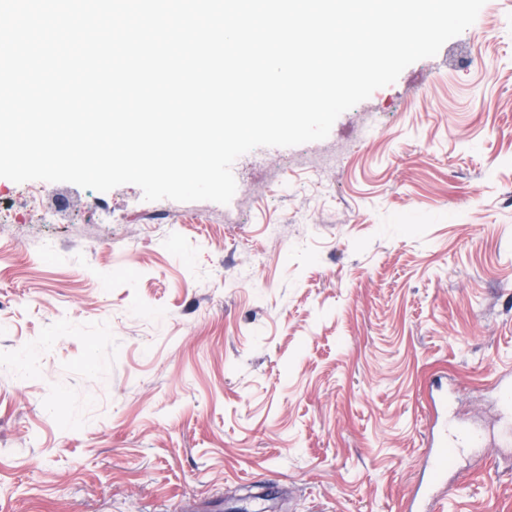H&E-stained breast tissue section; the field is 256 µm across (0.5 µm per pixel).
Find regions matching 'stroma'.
I'll return each mask as SVG.
<instances>
[{"label":"stroma","instance_id":"1","mask_svg":"<svg viewBox=\"0 0 512 512\" xmlns=\"http://www.w3.org/2000/svg\"><path fill=\"white\" fill-rule=\"evenodd\" d=\"M263 154L226 205L0 177V512H402L439 376L485 442L432 512H512V464L471 469L512 368V0Z\"/></svg>","mask_w":512,"mask_h":512}]
</instances>
